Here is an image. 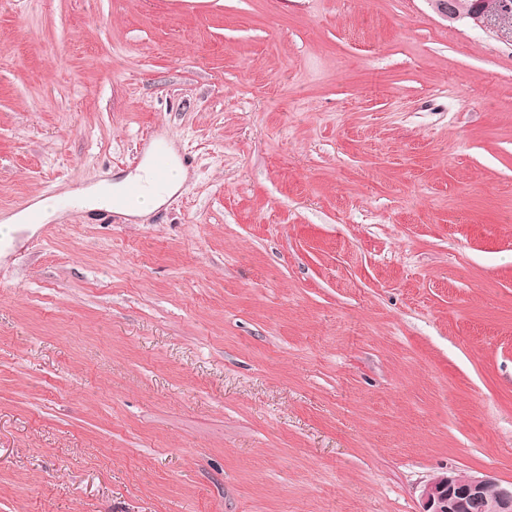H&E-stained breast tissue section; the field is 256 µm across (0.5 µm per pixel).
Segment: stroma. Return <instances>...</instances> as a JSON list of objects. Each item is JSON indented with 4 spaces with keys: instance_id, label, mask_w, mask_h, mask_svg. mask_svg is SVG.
Listing matches in <instances>:
<instances>
[{
    "instance_id": "stroma-1",
    "label": "stroma",
    "mask_w": 512,
    "mask_h": 512,
    "mask_svg": "<svg viewBox=\"0 0 512 512\" xmlns=\"http://www.w3.org/2000/svg\"><path fill=\"white\" fill-rule=\"evenodd\" d=\"M0 512H420L512 481V34L427 0H0ZM148 148L151 149L150 164L154 181L158 185H163L170 167L168 144L165 141L156 140ZM178 160L185 167L193 164V157L187 152L179 154ZM183 166H177L176 171L161 189L147 188L142 198L125 209L122 208H124L127 200L142 191L140 183L129 184L121 191H115L109 182L99 184V191L106 201V208L110 210L108 212L112 213L115 210L122 209L121 213L127 218L138 219L161 208L187 179L188 171ZM420 512H512V482L492 473L452 471L431 478L421 493Z\"/></svg>"
}]
</instances>
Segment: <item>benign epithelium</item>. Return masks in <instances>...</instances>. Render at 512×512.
I'll use <instances>...</instances> for the list:
<instances>
[{"mask_svg":"<svg viewBox=\"0 0 512 512\" xmlns=\"http://www.w3.org/2000/svg\"><path fill=\"white\" fill-rule=\"evenodd\" d=\"M433 10L455 21L468 19L477 26L501 29L512 27V0H496L478 13L464 12L458 0H428ZM422 512H512V482H501L495 475L467 471L442 473L431 478L421 493Z\"/></svg>","mask_w":512,"mask_h":512,"instance_id":"7a95c632","label":"benign epithelium"}]
</instances>
